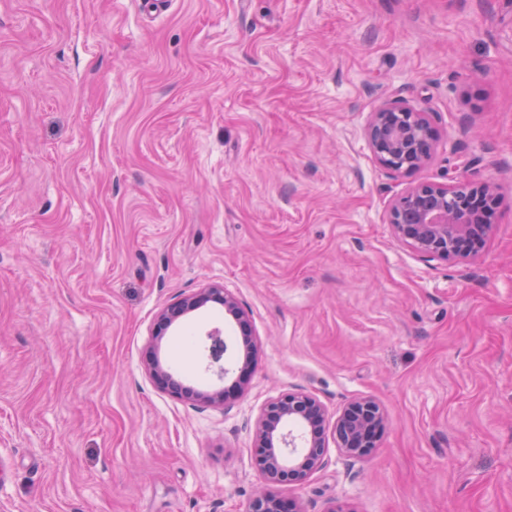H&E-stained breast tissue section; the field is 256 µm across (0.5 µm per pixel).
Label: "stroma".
<instances>
[{
	"label": "stroma",
	"mask_w": 512,
	"mask_h": 512,
	"mask_svg": "<svg viewBox=\"0 0 512 512\" xmlns=\"http://www.w3.org/2000/svg\"><path fill=\"white\" fill-rule=\"evenodd\" d=\"M0 0V512H246L253 423L301 389L387 412L303 512H512V0ZM425 109L394 173L364 126ZM498 186L478 258L388 224L420 181ZM234 294L259 352L208 406L144 369L159 310ZM216 305L161 355L204 388ZM427 112L395 100L371 112L364 129L375 159L392 172L419 170L432 154L433 129Z\"/></svg>",
	"instance_id": "35a3bbf8"
}]
</instances>
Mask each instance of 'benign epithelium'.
<instances>
[{"label":"benign epithelium","mask_w":512,"mask_h":512,"mask_svg":"<svg viewBox=\"0 0 512 512\" xmlns=\"http://www.w3.org/2000/svg\"><path fill=\"white\" fill-rule=\"evenodd\" d=\"M364 134L375 159L392 172L419 170L432 154L433 129L427 112L400 100L370 113ZM496 198L495 186L465 178L450 184L419 182L391 203L388 224L395 240L423 261L473 259L494 234L495 225L488 223L487 214ZM209 303L223 307L224 316L250 334L248 313L234 295L218 285L200 288L159 311L145 368L162 388L174 394L182 385L162 358L159 343L184 316ZM206 339L210 341L207 370L214 380L185 397L201 404H222L223 381L231 372L222 363L228 346L218 327L208 330ZM330 425L336 448L348 457L363 458L377 447L385 412L374 398L358 397L332 422L324 404L305 391L288 390L271 398L254 427V465L263 480L276 485L307 480L324 464ZM248 512L302 510L293 499L261 491L251 499Z\"/></svg>","instance_id":"1"}]
</instances>
